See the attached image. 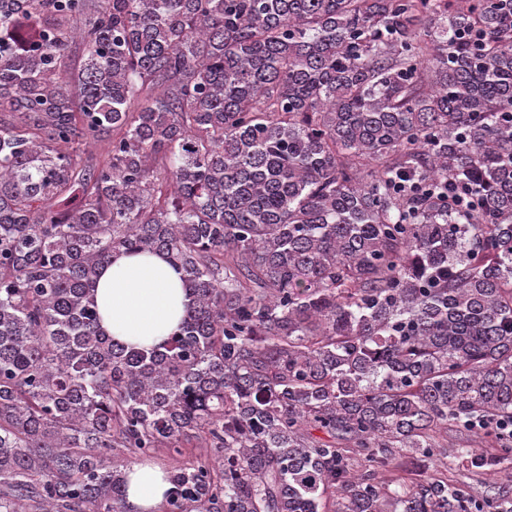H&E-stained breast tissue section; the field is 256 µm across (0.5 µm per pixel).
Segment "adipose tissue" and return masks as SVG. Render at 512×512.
Returning a JSON list of instances; mask_svg holds the SVG:
<instances>
[{
	"label": "adipose tissue",
	"mask_w": 512,
	"mask_h": 512,
	"mask_svg": "<svg viewBox=\"0 0 512 512\" xmlns=\"http://www.w3.org/2000/svg\"><path fill=\"white\" fill-rule=\"evenodd\" d=\"M95 301L107 335L124 344L153 347L177 330L188 295L181 273L162 254L119 253L100 269ZM168 487L162 469L132 466L128 512H156Z\"/></svg>",
	"instance_id": "adipose-tissue-1"
}]
</instances>
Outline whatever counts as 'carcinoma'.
I'll return each mask as SVG.
<instances>
[{
  "label": "carcinoma",
  "mask_w": 512,
  "mask_h": 512,
  "mask_svg": "<svg viewBox=\"0 0 512 512\" xmlns=\"http://www.w3.org/2000/svg\"><path fill=\"white\" fill-rule=\"evenodd\" d=\"M0 112V512L160 453L158 512H512L447 474L512 461V0H0ZM119 252L182 273L161 347ZM94 293L102 330L134 346L164 343L188 303L181 273L159 253L113 255L100 269Z\"/></svg>",
  "instance_id": "carcinoma-1"
}]
</instances>
